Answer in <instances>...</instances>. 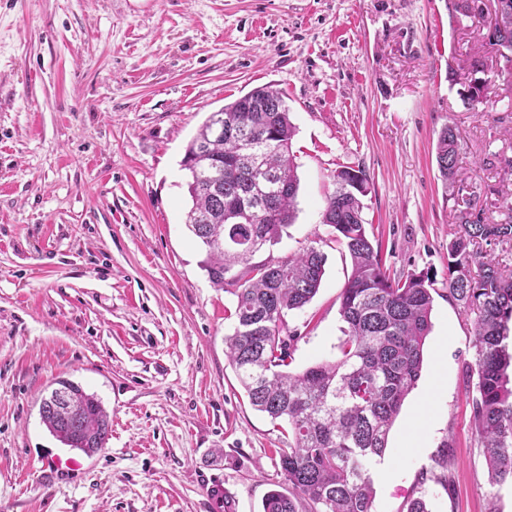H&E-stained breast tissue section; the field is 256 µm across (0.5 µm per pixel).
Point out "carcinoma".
<instances>
[{
    "label": "carcinoma",
    "mask_w": 512,
    "mask_h": 512,
    "mask_svg": "<svg viewBox=\"0 0 512 512\" xmlns=\"http://www.w3.org/2000/svg\"><path fill=\"white\" fill-rule=\"evenodd\" d=\"M465 17L484 13L483 0H454ZM469 66L487 62L512 78V28L484 43ZM221 118L226 135L213 127ZM296 128L281 92L257 87L211 113L189 142L183 169L189 171L192 206L186 224L206 250L204 270L235 297L233 332L224 336L225 356L249 403L288 427V447L279 466L287 489L270 491L260 512H372L369 466L384 455L389 431L407 395L417 386L424 346L431 332L433 280L411 272L392 277L362 217L360 196L368 193L363 171H343L326 197L322 223L333 229L352 262L340 293L345 322L340 356L293 373L288 370L295 335H282L281 321L317 294L325 256L314 247L272 262L253 261L279 242L296 218L300 180L292 152ZM464 147L454 124L438 134L435 161L452 187ZM479 197L455 209L458 231L448 243V297L475 314L473 365L478 375L472 416L493 483L512 480V353L506 343L512 322V269L484 243L512 245V203L505 218L486 222ZM478 266L472 274L471 266ZM74 415L63 420L48 398L42 422L53 437L85 456L106 447L112 431L101 401L70 384Z\"/></svg>",
    "instance_id": "cac0c4a2"
}]
</instances>
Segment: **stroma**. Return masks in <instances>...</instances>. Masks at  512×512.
Masks as SVG:
<instances>
[{"label":"stroma","instance_id":"stroma-1","mask_svg":"<svg viewBox=\"0 0 512 512\" xmlns=\"http://www.w3.org/2000/svg\"><path fill=\"white\" fill-rule=\"evenodd\" d=\"M489 16L448 0H0V512H260L281 484V427L253 409L224 353L232 294L185 223L180 162L205 119L279 89L297 128L298 211L256 261L316 247L318 293L289 312L290 371L337 358L350 256L321 222L337 170L365 171L363 218L393 277H432L421 377L388 437L373 512H512L474 436V316L448 297L458 230L434 145L455 124L460 196L489 220L512 198V78L465 109L449 69ZM61 379L95 394L112 432L80 469L45 428ZM447 475V484L437 483Z\"/></svg>","mask_w":512,"mask_h":512}]
</instances>
